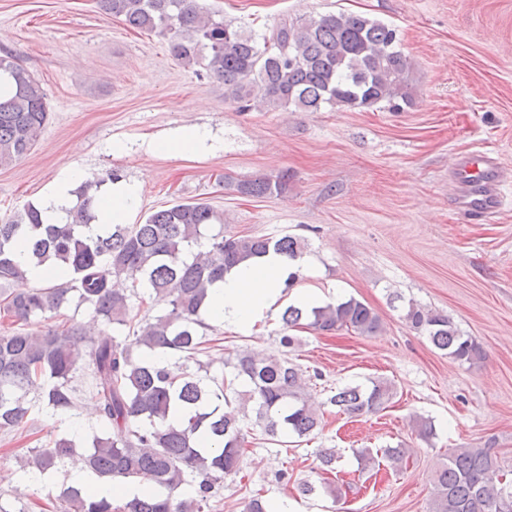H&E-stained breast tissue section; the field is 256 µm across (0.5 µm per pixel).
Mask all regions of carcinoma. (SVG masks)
Instances as JSON below:
<instances>
[{
	"mask_svg": "<svg viewBox=\"0 0 512 512\" xmlns=\"http://www.w3.org/2000/svg\"><path fill=\"white\" fill-rule=\"evenodd\" d=\"M101 13L139 32L167 40L170 56L186 68L198 67L224 82L225 98L244 112L255 105L271 109L293 106L304 112L373 108L392 111L413 105L408 76L412 62L400 49L395 29L360 14L329 13L301 24L283 22L270 34L254 35L224 22L201 0H96ZM0 163L26 155L49 119L48 99L40 82L11 52L0 53ZM119 179L109 171L82 183L77 201L60 224H46L41 212L27 206L15 220L0 224V284L24 278L13 259L24 246L37 265L48 261L64 268L67 280L46 288L22 289L0 301V314L27 322L56 313L75 293L79 302L108 326L132 330L120 341L107 334L87 336L79 325L44 334L15 328L0 332V434L27 422L31 391L51 414H67L77 404L72 374L87 363L96 391L103 428L122 436L94 435L84 453L99 478L138 481L149 491L116 504L112 496L89 488L65 487L60 512H204L215 486L240 469L244 422L249 420L267 440L287 434L308 442L322 428L323 412L306 396L308 380L287 355L263 356L238 351L224 363L230 376H199L169 364L143 360L134 353L169 352L192 359L208 342L201 330L208 288L243 261L274 251L290 261L303 258L299 237L279 238L224 232L208 237L204 251L193 253L204 231L221 222L208 204L180 202L153 210L138 224H110L89 234L96 221L93 189ZM242 197L285 196L291 176L260 175L228 180ZM130 288H115L120 276ZM143 288L166 305L162 314L138 318L131 298ZM406 321L453 360L476 365L483 346L460 332L445 314L408 305ZM288 328L305 325L317 331L353 330L372 336L381 329L374 310L351 297L311 308L288 305L281 313ZM394 386L372 380L345 386L329 403L350 416L386 408ZM183 413L179 423L171 410ZM74 440L61 436L30 450L28 464L45 473L76 452ZM498 456L489 448H457L435 477L430 512H512V484L497 479ZM195 485L185 496L183 486Z\"/></svg>",
	"mask_w": 512,
	"mask_h": 512,
	"instance_id": "carcinoma-1",
	"label": "carcinoma"
}]
</instances>
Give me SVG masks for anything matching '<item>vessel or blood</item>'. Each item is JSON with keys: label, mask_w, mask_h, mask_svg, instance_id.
<instances>
[{"label": "vessel or blood", "mask_w": 512, "mask_h": 512, "mask_svg": "<svg viewBox=\"0 0 512 512\" xmlns=\"http://www.w3.org/2000/svg\"><path fill=\"white\" fill-rule=\"evenodd\" d=\"M450 171L459 187L454 205L460 212L482 219L497 212L503 199V173L492 150L482 149L456 157Z\"/></svg>", "instance_id": "vessel-or-blood-1"}]
</instances>
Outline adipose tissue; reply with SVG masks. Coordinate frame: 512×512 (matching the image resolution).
<instances>
[{"label":"adipose tissue","instance_id":"adipose-tissue-1","mask_svg":"<svg viewBox=\"0 0 512 512\" xmlns=\"http://www.w3.org/2000/svg\"><path fill=\"white\" fill-rule=\"evenodd\" d=\"M83 172L77 168L62 171L54 180L50 192L43 196L39 209L46 223H59L74 203L73 189ZM142 191L140 181L119 180L98 197L100 221L92 232H100L106 224H126L136 208ZM293 265L282 255L266 256L241 264L214 284L206 308L205 319L241 329L253 328L264 321L279 300L312 307L319 299L309 293L288 291L286 282Z\"/></svg>","mask_w":512,"mask_h":512}]
</instances>
